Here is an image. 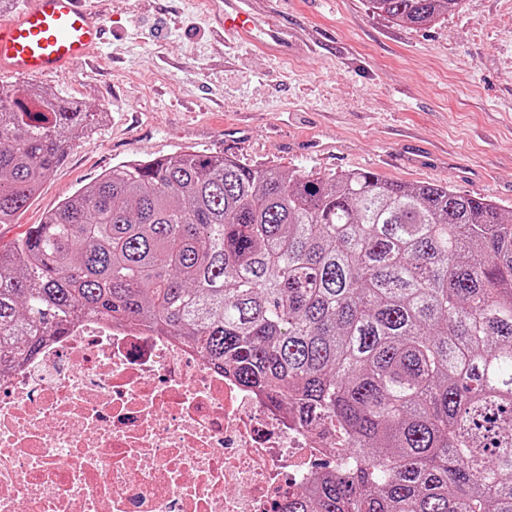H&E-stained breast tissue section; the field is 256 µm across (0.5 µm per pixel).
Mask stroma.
Wrapping results in <instances>:
<instances>
[{"label":"stroma","mask_w":512,"mask_h":512,"mask_svg":"<svg viewBox=\"0 0 512 512\" xmlns=\"http://www.w3.org/2000/svg\"><path fill=\"white\" fill-rule=\"evenodd\" d=\"M323 42L281 59L217 40L200 0H103L92 63L48 88L105 118L39 193L0 224L6 249L112 165L183 151L284 172L365 169L405 184L445 183L512 211V0H464L425 26L393 22L366 0H268Z\"/></svg>","instance_id":"stroma-1"}]
</instances>
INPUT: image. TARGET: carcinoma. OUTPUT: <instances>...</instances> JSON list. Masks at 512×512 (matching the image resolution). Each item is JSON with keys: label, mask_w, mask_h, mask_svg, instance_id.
Masks as SVG:
<instances>
[{"label": "carcinoma", "mask_w": 512, "mask_h": 512, "mask_svg": "<svg viewBox=\"0 0 512 512\" xmlns=\"http://www.w3.org/2000/svg\"><path fill=\"white\" fill-rule=\"evenodd\" d=\"M463 0H367L424 26ZM102 113L0 86V224ZM188 340L339 432L278 512H512V215L437 183L185 152L117 163L0 248V369L79 313Z\"/></svg>", "instance_id": "cac0c4a2"}]
</instances>
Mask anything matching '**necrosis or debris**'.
<instances>
[{
    "instance_id": "4bbe7bcc",
    "label": "necrosis or debris",
    "mask_w": 512,
    "mask_h": 512,
    "mask_svg": "<svg viewBox=\"0 0 512 512\" xmlns=\"http://www.w3.org/2000/svg\"><path fill=\"white\" fill-rule=\"evenodd\" d=\"M341 445L142 326L85 316L0 373V512H279Z\"/></svg>"
}]
</instances>
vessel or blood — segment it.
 I'll use <instances>...</instances> for the list:
<instances>
[{
    "label": "vessel or blood",
    "mask_w": 512,
    "mask_h": 512,
    "mask_svg": "<svg viewBox=\"0 0 512 512\" xmlns=\"http://www.w3.org/2000/svg\"><path fill=\"white\" fill-rule=\"evenodd\" d=\"M247 0H205L218 14L220 37L256 41L275 56L285 55L295 35L288 26L260 27L246 10ZM102 12L95 0H31L0 25V72L13 76H49L88 58L102 41Z\"/></svg>",
    "instance_id": "1"
}]
</instances>
